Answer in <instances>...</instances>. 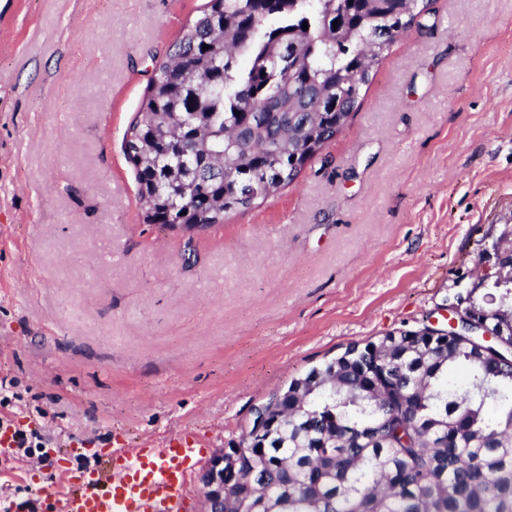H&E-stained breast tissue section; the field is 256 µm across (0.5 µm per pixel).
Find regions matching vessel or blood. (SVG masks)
Here are the masks:
<instances>
[{
	"instance_id": "b4317fda",
	"label": "vessel or blood",
	"mask_w": 512,
	"mask_h": 512,
	"mask_svg": "<svg viewBox=\"0 0 512 512\" xmlns=\"http://www.w3.org/2000/svg\"><path fill=\"white\" fill-rule=\"evenodd\" d=\"M97 454L103 467L78 473L57 458L65 488L56 512H184L187 478L201 457L187 437L163 448H101Z\"/></svg>"
}]
</instances>
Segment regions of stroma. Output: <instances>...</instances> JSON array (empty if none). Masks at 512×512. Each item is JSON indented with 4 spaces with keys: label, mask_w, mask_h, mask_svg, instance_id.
<instances>
[{
    "label": "stroma",
    "mask_w": 512,
    "mask_h": 512,
    "mask_svg": "<svg viewBox=\"0 0 512 512\" xmlns=\"http://www.w3.org/2000/svg\"><path fill=\"white\" fill-rule=\"evenodd\" d=\"M207 0H0V512H48L56 445L210 460L353 343L429 324L512 248V0H430L344 132L194 239L148 224L123 151Z\"/></svg>",
    "instance_id": "obj_1"
}]
</instances>
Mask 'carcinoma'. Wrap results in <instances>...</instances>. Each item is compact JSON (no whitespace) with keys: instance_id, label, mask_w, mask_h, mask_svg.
<instances>
[{"instance_id":"cac0c4a2","label":"carcinoma","mask_w":512,"mask_h":512,"mask_svg":"<svg viewBox=\"0 0 512 512\" xmlns=\"http://www.w3.org/2000/svg\"><path fill=\"white\" fill-rule=\"evenodd\" d=\"M427 7L208 0L123 141L146 223L209 229L292 183ZM453 301L464 339L393 331L292 380L274 428L245 435L224 512H512V288ZM473 319L504 328L496 368Z\"/></svg>"}]
</instances>
